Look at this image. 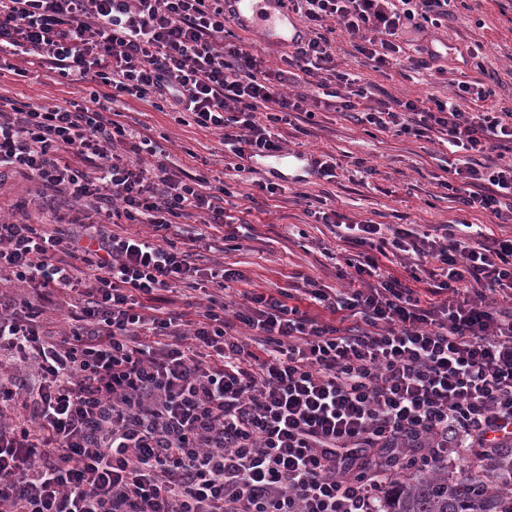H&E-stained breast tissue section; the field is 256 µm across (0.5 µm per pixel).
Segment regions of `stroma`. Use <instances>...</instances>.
<instances>
[{
  "label": "stroma",
  "mask_w": 512,
  "mask_h": 512,
  "mask_svg": "<svg viewBox=\"0 0 512 512\" xmlns=\"http://www.w3.org/2000/svg\"><path fill=\"white\" fill-rule=\"evenodd\" d=\"M479 46L480 67L464 66L461 55L468 47ZM430 46L440 54L439 71L423 70L413 78H405V68L392 66L380 74L359 65L351 54L346 40L336 44L340 61L349 64L362 81L373 83L378 91L406 98L413 95L446 97L449 88L443 72L464 71L475 77L480 71L498 75L495 92L504 105L512 104V0H482L466 9L453 7L448 20L440 28L411 31L404 37L408 56L418 48ZM9 70L0 72V95L21 103L54 104L84 103L98 95L104 106L127 118H139L151 128L155 140H167L175 162L182 167H197L210 179H216L240 192L250 191L244 177L224 168V154L216 134L185 125L176 112H159L149 105L129 98L111 101V88L92 80L73 81L56 73L28 71L27 76L14 75V68H25L23 57L7 55ZM302 150L319 155H350L365 159L367 171H339L333 186V198L328 208L347 215L355 221L376 224H445L458 218L453 202L444 198L433 179L443 157L437 145L419 147L412 139L393 138L386 133L370 134L363 127L347 120L341 113L321 111L315 117L308 134H297ZM32 183L26 175L13 174L0 187V214L11 216L25 208L30 223L47 222L48 214L40 200L34 198ZM316 178L302 182L284 183L278 195L261 198L250 217L252 236L216 240L217 260L241 271L243 281L230 283L226 298L240 300L245 291H269L287 287L290 277L317 280L332 288L341 287L336 277L335 261L329 251L336 241L323 225L304 215L292 199L295 193H318Z\"/></svg>",
  "instance_id": "1"
}]
</instances>
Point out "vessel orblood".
Instances as JSON below:
<instances>
[{
    "mask_svg": "<svg viewBox=\"0 0 512 512\" xmlns=\"http://www.w3.org/2000/svg\"><path fill=\"white\" fill-rule=\"evenodd\" d=\"M224 10L234 17L236 23L269 44L289 46L304 35L284 0H224ZM259 165L273 172L280 167L291 166L309 173L315 169V157L303 151H273L263 154Z\"/></svg>",
    "mask_w": 512,
    "mask_h": 512,
    "instance_id": "vessel-or-blood-1",
    "label": "vessel or blood"
}]
</instances>
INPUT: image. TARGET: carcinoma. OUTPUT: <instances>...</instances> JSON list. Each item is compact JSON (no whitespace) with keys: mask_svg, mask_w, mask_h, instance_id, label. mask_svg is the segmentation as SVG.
Masks as SVG:
<instances>
[{"mask_svg":"<svg viewBox=\"0 0 512 512\" xmlns=\"http://www.w3.org/2000/svg\"><path fill=\"white\" fill-rule=\"evenodd\" d=\"M383 512H512V482L492 485L480 471L460 483L442 471L394 480Z\"/></svg>","mask_w":512,"mask_h":512,"instance_id":"1","label":"carcinoma"}]
</instances>
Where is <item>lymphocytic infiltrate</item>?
<instances>
[{"mask_svg":"<svg viewBox=\"0 0 512 512\" xmlns=\"http://www.w3.org/2000/svg\"><path fill=\"white\" fill-rule=\"evenodd\" d=\"M455 2L288 0L307 37L274 68L232 39L224 0H0V53L190 113L236 172L323 108L446 147L439 186L464 212L434 234L314 211L352 249L345 287L307 278L233 308L242 273L199 264L208 229H252L227 186L97 97L0 96V185L20 172L54 202L50 230L0 218V512H379L398 473L512 438V107L479 80L382 99L336 61L344 37L383 71L407 29L440 27ZM188 218L205 230L173 250ZM203 277L192 314L155 309ZM63 303L67 329L45 330Z\"/></svg>","mask_w":512,"mask_h":512,"instance_id":"f902f5d3","label":"lymphocytic infiltrate"}]
</instances>
